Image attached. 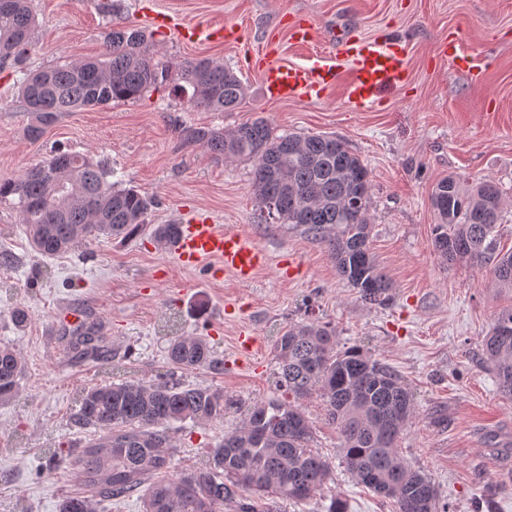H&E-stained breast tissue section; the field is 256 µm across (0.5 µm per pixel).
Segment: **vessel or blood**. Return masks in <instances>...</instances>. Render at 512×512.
Returning <instances> with one entry per match:
<instances>
[{
	"label": "vessel or blood",
	"mask_w": 512,
	"mask_h": 512,
	"mask_svg": "<svg viewBox=\"0 0 512 512\" xmlns=\"http://www.w3.org/2000/svg\"><path fill=\"white\" fill-rule=\"evenodd\" d=\"M178 35L188 42H217L233 37V29L220 26L191 25L179 29ZM338 56L349 68L320 58L305 66H266L263 82L270 98L288 100L323 93L335 85H343L348 103L359 109L370 108L387 90L406 81L405 50L394 41L350 37L336 44ZM178 262L187 268L210 263L211 275L221 273L249 282L266 263L265 253L249 238L210 218H199L184 225L173 247Z\"/></svg>",
	"instance_id": "obj_1"
}]
</instances>
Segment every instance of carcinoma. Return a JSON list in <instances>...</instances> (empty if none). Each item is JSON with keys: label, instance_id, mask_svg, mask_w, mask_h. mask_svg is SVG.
Segmentation results:
<instances>
[{"label": "carcinoma", "instance_id": "cac0c4a2", "mask_svg": "<svg viewBox=\"0 0 512 512\" xmlns=\"http://www.w3.org/2000/svg\"><path fill=\"white\" fill-rule=\"evenodd\" d=\"M36 24L30 0H0V69L16 64ZM144 31L113 27L101 57L26 71L20 96L34 118L31 140L64 112L113 101L136 102L168 77ZM180 80L200 109L225 112L246 97L239 77L224 61L201 58L181 66ZM182 135L224 156L253 164L252 191L261 213L277 224L305 228L326 245L338 274L360 299L382 305L391 283L370 252L371 180L368 168L334 135H278L256 118L220 131L185 127ZM112 169L91 154L57 151L51 159L14 179L0 181V204L16 208L31 246L42 256L64 253L100 236L128 240L148 226L155 200L110 180ZM436 216L432 245L442 260H465L488 269L500 288L512 289V251L496 248L506 198L485 179L464 186L450 175L430 196ZM156 240L171 245L178 224H159ZM97 358L111 357L94 328L82 342ZM276 385L284 394L251 404L241 423L224 434L208 460L170 479L169 428L186 420L224 417V393L209 387L168 382L125 381L83 390L75 423L102 436L66 463L83 493L64 499L60 512H97V505L141 491L144 512H277L281 500L315 496L330 477V463L311 448L312 431L299 400L313 394L326 403L337 425L338 451L357 482L393 500L396 512H449L439 507L431 477L410 467L397 443L415 417L412 395L391 366L360 348L336 352L335 331L305 319L276 338ZM501 394L512 399V308L497 314L482 344ZM181 369L224 370L222 358L202 336H177L167 350ZM24 362L13 348L0 347V404L18 392Z\"/></svg>", "mask_w": 512, "mask_h": 512}]
</instances>
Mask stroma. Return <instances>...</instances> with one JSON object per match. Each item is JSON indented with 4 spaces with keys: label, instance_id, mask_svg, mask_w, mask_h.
Returning <instances> with one entry per match:
<instances>
[{
    "label": "stroma",
    "instance_id": "1",
    "mask_svg": "<svg viewBox=\"0 0 512 512\" xmlns=\"http://www.w3.org/2000/svg\"><path fill=\"white\" fill-rule=\"evenodd\" d=\"M32 0L39 25L24 59L36 69L104 51L114 24L140 28L159 58L178 71L203 57L223 59L246 86L231 112H204L166 83L134 103L63 114L38 141L18 98L17 75L0 71V180L48 161L55 148L103 155L124 185L154 197L151 224H189L201 214L239 231L267 255L255 279L207 277L187 269L151 232L119 242L88 240L53 257L32 251L19 214L0 205V249L21 259L0 269V346L25 362L16 398L0 405V512H58L80 487L68 469L51 468V451H72L93 429L74 424L79 395L97 383L174 380L224 393L223 418L171 426L172 474L203 462L244 406L277 396L273 339L287 325L312 317L329 323L336 348L359 347L392 366L415 397L416 415L400 442L409 466L424 470L450 512H512V400L497 390L482 358V340L495 315L512 307V290L494 285L488 271L467 262L446 263L432 246L435 215L430 195L442 178L470 184L489 178L512 201V0ZM184 23L234 27L224 43L190 44L160 34L150 15ZM308 15L313 41L293 43L288 28ZM358 37L393 39L405 48L408 83L380 105L351 109L342 86L319 97L276 100L262 88L259 63L301 65L332 53V28ZM466 53V66L446 58ZM264 118L278 134L341 138L371 176L370 247L392 283L387 305L360 299L337 272L328 248L304 228L269 224L251 190L252 165L224 162L183 140L186 126L223 130ZM299 273L288 277L289 264ZM29 310L25 328L11 312ZM64 305L81 309L99 329L113 359L102 362L75 349V332L55 320ZM203 316H196L197 307ZM254 336L248 355L240 333ZM201 336L224 358V370L169 365L174 336ZM314 448L332 476L313 499L284 502L279 512H327L332 499L348 512H395L392 501L357 484L338 455L335 425L319 397L304 399Z\"/></svg>",
    "mask_w": 512,
    "mask_h": 512
}]
</instances>
